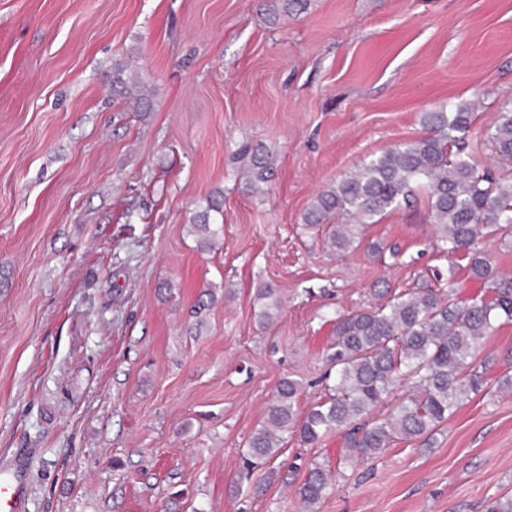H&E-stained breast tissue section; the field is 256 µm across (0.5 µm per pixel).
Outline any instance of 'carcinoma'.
<instances>
[{"label": "carcinoma", "instance_id": "carcinoma-1", "mask_svg": "<svg viewBox=\"0 0 512 512\" xmlns=\"http://www.w3.org/2000/svg\"><path fill=\"white\" fill-rule=\"evenodd\" d=\"M129 63L112 64L113 95L138 112L152 109L151 92L127 75ZM476 121L474 104H452L424 112L426 136L395 145L362 161L319 190L304 215L308 225L331 219L326 247L343 256L355 250L376 217L426 194L437 230V251L449 259L437 281L453 285L458 261H467L470 276L491 285V295L458 302L438 288L402 292L385 302L333 320L336 363L334 383L326 397L300 412L303 383L283 378L276 387L263 424L249 437L242 453L239 479L253 491L259 474L277 456L279 446L295 436L308 447L332 432L343 433L351 457L375 458L395 440H418L430 447L438 428L473 394L487 387L489 360L477 362L482 342L498 327L512 323V279L500 276L480 241L512 228V108L502 109L487 128L490 165L481 164L471 147ZM249 159L247 186L258 190L272 176L268 151L245 145ZM224 216V194L209 196L195 212L192 228L203 242L215 238ZM264 301L260 318L274 322L282 299L271 284L257 289ZM409 384L408 393L382 418L375 407L395 388ZM334 490L332 472L316 462L297 489L307 512ZM485 512H512V493L487 500Z\"/></svg>", "mask_w": 512, "mask_h": 512}]
</instances>
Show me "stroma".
<instances>
[{"mask_svg":"<svg viewBox=\"0 0 512 512\" xmlns=\"http://www.w3.org/2000/svg\"><path fill=\"white\" fill-rule=\"evenodd\" d=\"M0 0V472L24 512H484L512 491V394H478L432 447L349 459L342 436L289 439L259 492L240 454L279 381L324 393L333 311L434 285L426 199L331 255L313 196L363 159L424 136L422 113L512 107V0ZM134 58L153 109L112 96ZM274 163L246 188L244 143ZM224 194L204 246L190 218ZM284 306L262 326L256 292ZM215 295L210 307L197 303ZM512 375V324L483 343ZM334 490L332 472L319 462L311 464L306 476L297 489V494L303 506L309 512H314L316 505Z\"/></svg>","mask_w":512,"mask_h":512,"instance_id":"35a3bbf8","label":"stroma"}]
</instances>
